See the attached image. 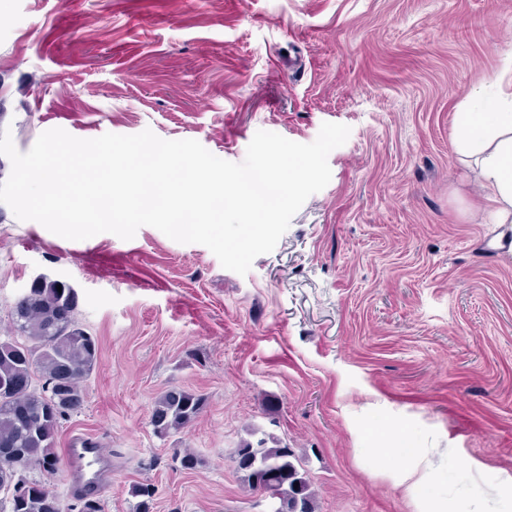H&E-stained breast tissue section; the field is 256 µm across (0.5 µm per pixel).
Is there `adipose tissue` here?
Listing matches in <instances>:
<instances>
[{
	"label": "adipose tissue",
	"mask_w": 512,
	"mask_h": 512,
	"mask_svg": "<svg viewBox=\"0 0 512 512\" xmlns=\"http://www.w3.org/2000/svg\"><path fill=\"white\" fill-rule=\"evenodd\" d=\"M457 151L475 161L477 182L496 206L498 223L512 221V94L476 95L457 121Z\"/></svg>",
	"instance_id": "obj_1"
}]
</instances>
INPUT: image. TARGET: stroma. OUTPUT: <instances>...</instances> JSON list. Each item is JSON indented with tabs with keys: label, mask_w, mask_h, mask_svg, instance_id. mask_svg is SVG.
<instances>
[{
	"label": "stroma",
	"mask_w": 512,
	"mask_h": 512,
	"mask_svg": "<svg viewBox=\"0 0 512 512\" xmlns=\"http://www.w3.org/2000/svg\"><path fill=\"white\" fill-rule=\"evenodd\" d=\"M512 0H0V131L152 130L242 162L257 131L350 127L331 179L247 275L151 226L64 239L0 203V335L38 274L71 282L99 342L63 453L109 460L104 512H268L232 457L248 430L301 457L317 512H512V250L456 151L457 114L512 83ZM205 412L161 439L158 393ZM431 462L409 496L382 475ZM200 458L181 468L176 449ZM65 452L72 462L77 461L83 465V473L80 482L91 488L93 481L96 489H99V482L97 479V471H93V466L98 464V461L105 456L102 448L99 447L97 442L89 439H82V441L75 443L70 448H66ZM87 468V470H85Z\"/></svg>",
	"instance_id": "35a3bbf8"
}]
</instances>
